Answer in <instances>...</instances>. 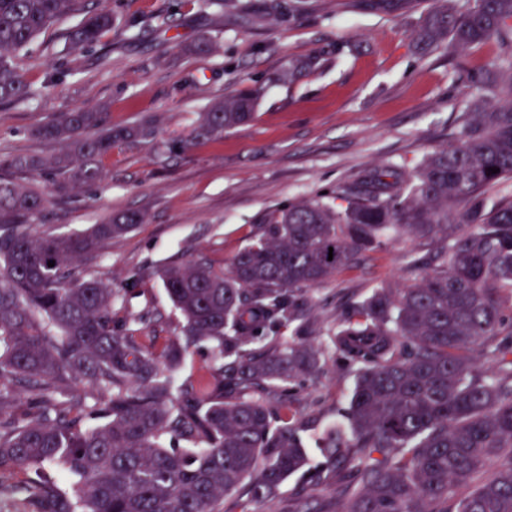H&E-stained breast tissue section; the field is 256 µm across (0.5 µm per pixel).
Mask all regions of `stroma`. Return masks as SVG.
Here are the masks:
<instances>
[{"label": "stroma", "instance_id": "stroma-1", "mask_svg": "<svg viewBox=\"0 0 512 512\" xmlns=\"http://www.w3.org/2000/svg\"><path fill=\"white\" fill-rule=\"evenodd\" d=\"M304 2L293 17L247 25L212 0H108L119 24L100 45L72 53L66 35L77 19L68 16L18 61L32 94L0 104V156L58 153L59 144L33 132L77 107H106L115 125L157 117L155 141L115 145L103 160L105 180L55 199L43 227L78 232L111 214L143 215L132 233L81 267L107 282L144 273L126 310L162 315L160 340L178 335L179 318L158 269L199 257L227 266L268 209L336 191L389 164L412 167L448 145L474 95L458 80L455 60L476 69L497 54L492 42L421 54L414 32L435 0L413 10L405 0ZM308 56L318 58L316 69L280 80L288 60ZM248 88L262 91L252 122L220 141L159 150L184 139L213 100ZM415 254L408 238L394 239L309 293L311 340L324 367L302 379L290 416L303 427L311 466L323 462V434L343 425L354 385L353 370L334 364L330 330L372 288L413 282ZM359 489L350 478L308 488L297 474L265 500L242 491L225 497L224 512H295L302 502L322 512L335 495Z\"/></svg>", "mask_w": 512, "mask_h": 512}]
</instances>
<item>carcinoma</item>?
<instances>
[{"label":"carcinoma","mask_w":512,"mask_h":512,"mask_svg":"<svg viewBox=\"0 0 512 512\" xmlns=\"http://www.w3.org/2000/svg\"><path fill=\"white\" fill-rule=\"evenodd\" d=\"M86 2L0 0V103L29 97L18 59L61 18L82 16L68 34L74 53L112 31V11ZM418 38L432 50L498 46L485 68L456 64L476 95L453 142L410 170L392 165L266 212L225 269L195 259L163 268L183 323L159 352L144 334L149 317L124 313L144 274L114 288L66 271L103 255L140 215L76 233L39 228L53 197L99 182L112 147L153 137L155 120L64 112L35 130L62 152L0 156V499L14 512H223L224 496L245 483L253 500L273 496L309 465L285 421L291 384L322 368L304 342L311 322L297 342L278 335L306 310L309 289L391 232L430 251L411 262L421 269L414 283L373 288L330 334L356 379L347 426L328 432L320 452L362 486L328 512H512V193L490 194L512 181V101L492 105L512 86V0H440ZM317 64L293 60L282 78ZM257 100L249 91L213 101L189 139L166 148L223 138L255 118ZM12 171L46 174L51 187L19 184ZM193 346L221 364L188 390L177 374ZM267 386L279 390L274 407L253 397ZM502 455L507 463L479 481ZM47 466L74 478L71 490L45 478Z\"/></svg>","instance_id":"1"}]
</instances>
